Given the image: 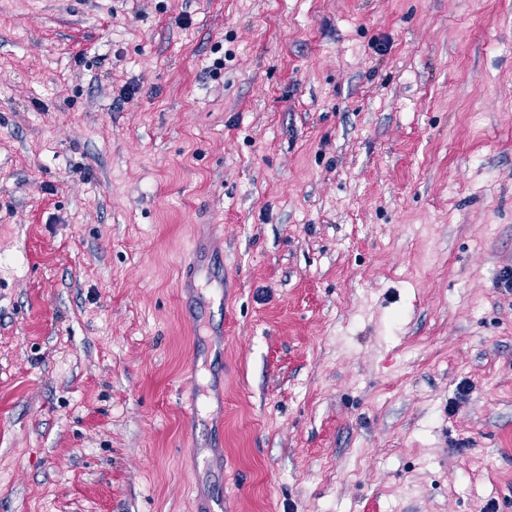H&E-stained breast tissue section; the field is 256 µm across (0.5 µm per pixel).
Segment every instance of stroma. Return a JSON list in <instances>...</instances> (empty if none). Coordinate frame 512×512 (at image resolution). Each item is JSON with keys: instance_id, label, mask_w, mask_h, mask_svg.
<instances>
[{"instance_id": "1", "label": "stroma", "mask_w": 512, "mask_h": 512, "mask_svg": "<svg viewBox=\"0 0 512 512\" xmlns=\"http://www.w3.org/2000/svg\"><path fill=\"white\" fill-rule=\"evenodd\" d=\"M508 268L512 0H0V512H512Z\"/></svg>"}]
</instances>
